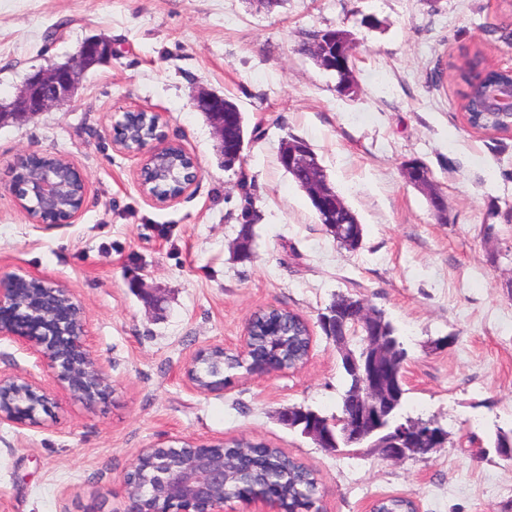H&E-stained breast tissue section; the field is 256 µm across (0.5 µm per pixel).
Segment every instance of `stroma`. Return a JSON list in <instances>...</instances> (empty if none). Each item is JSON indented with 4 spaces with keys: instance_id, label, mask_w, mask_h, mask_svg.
I'll use <instances>...</instances> for the list:
<instances>
[{
    "instance_id": "1",
    "label": "stroma",
    "mask_w": 512,
    "mask_h": 512,
    "mask_svg": "<svg viewBox=\"0 0 512 512\" xmlns=\"http://www.w3.org/2000/svg\"><path fill=\"white\" fill-rule=\"evenodd\" d=\"M329 29L352 39L356 96L302 51ZM92 36L111 40L112 60L68 105L0 126V266L73 289L110 391L84 403L0 340V370L35 377L50 396L37 423L0 424V512H123L141 449L239 439L313 470L323 512H366L400 493L419 512H512V461L491 443L512 431V132L474 130L459 109V69L475 52L512 68V0H0V104ZM203 91L245 117L233 168L194 107ZM133 109L164 113L165 138L198 160L197 181L170 205L144 197L136 158L112 145V120ZM287 137L310 146L357 214L358 251L336 245L279 166ZM27 151L61 154L85 175L76 219L39 224L17 206L7 187ZM410 160L446 197L447 223L405 178ZM246 212L254 238L242 260ZM350 293L397 327L406 411L437 419L445 447L404 461L366 447L336 455L279 422L289 405L337 412L340 356L318 316ZM273 308L308 322L303 367L236 371L214 393L189 385L195 351L236 348L250 317ZM445 336L453 344L437 346Z\"/></svg>"
}]
</instances>
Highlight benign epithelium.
<instances>
[{
    "label": "benign epithelium",
    "mask_w": 512,
    "mask_h": 512,
    "mask_svg": "<svg viewBox=\"0 0 512 512\" xmlns=\"http://www.w3.org/2000/svg\"><path fill=\"white\" fill-rule=\"evenodd\" d=\"M319 40L337 47V53L327 54L316 45L313 56L323 69H338L347 74L337 84L339 92L350 94L356 84L350 72L349 59L352 42L346 32L327 31ZM112 59V42L101 37H90L78 48L75 57L63 63H54L45 69L28 74L24 80L18 107H0V124L10 120L23 124L52 106L70 99L77 90L83 76L94 66ZM480 109L487 115L505 116L512 120V82L491 85L481 91ZM195 107L207 113L212 130L219 142L224 161L239 158L244 141L239 139L228 148L224 147L225 121H237L240 113L224 107V96L202 92L195 99ZM150 119L152 134L136 136L135 147L127 148L129 139L116 137L123 131L125 121L112 123V144L115 148L140 159L137 179L143 195L153 204L163 206L183 196L199 177L197 159L186 153L192 170L184 174L165 157L170 147L182 145L165 142L157 134L164 114L145 111ZM280 150L288 172L299 178L301 188L307 194L312 207L320 215L324 228L333 236L352 241L355 225L336 221V214L346 211L343 199L332 184L320 175L321 165L311 148L303 141L285 138ZM68 173L56 166H42L29 171L26 178L12 181V192L19 208L35 223H68L83 209L87 198V181L72 164ZM155 170L158 180H173L180 183L181 190L171 196H158L150 190L152 181L146 180L145 172ZM408 179L427 196L429 205L439 218L446 222V200L436 189L419 165L408 168ZM33 283L39 286L38 302L31 304L20 295L18 285ZM338 305L354 313L366 331L367 346L357 357L350 353L342 341L336 348L342 353L343 364L354 377L356 399L340 421L339 434L346 444L361 447L367 444L378 448L382 454L395 461L414 456L415 442L422 436L429 438L425 452L444 447L448 439L446 431L435 419H398L391 421L397 409L405 379L396 367L397 355L393 345L385 341L381 332L384 322L364 299L344 298ZM84 311L68 285L52 281L45 276L0 269V338L19 342L29 354L46 364L57 383L79 397L92 401L86 394L83 380L91 376L100 388H105L106 375L87 352L84 343ZM7 395L11 401L0 403V423L23 427L38 421L39 411L47 410V391L33 377L0 371V396ZM303 426L302 435L312 439L320 448L327 446L330 435L321 429L307 426L297 420L291 429ZM196 445L187 444L179 449L174 460L163 458L158 463L159 476L151 488L157 508L152 512H224V489L227 482L224 458L201 455L195 452ZM126 508L124 512H146L144 508L145 486L125 483ZM247 504L254 506L252 512H285L282 502L261 491L255 492Z\"/></svg>",
    "instance_id": "1"
}]
</instances>
